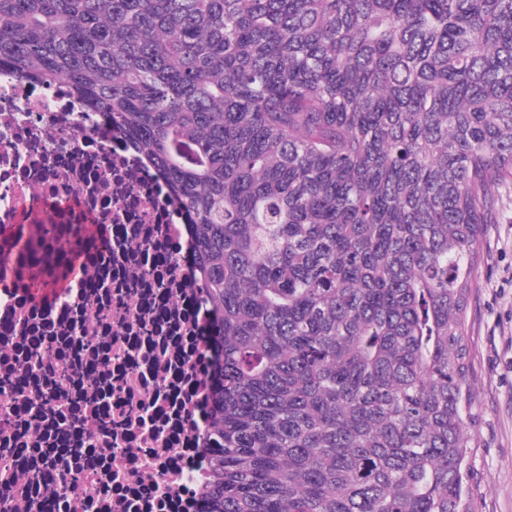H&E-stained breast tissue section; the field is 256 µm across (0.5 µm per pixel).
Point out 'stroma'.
I'll return each mask as SVG.
<instances>
[{
  "instance_id": "35a3bbf8",
  "label": "stroma",
  "mask_w": 512,
  "mask_h": 512,
  "mask_svg": "<svg viewBox=\"0 0 512 512\" xmlns=\"http://www.w3.org/2000/svg\"><path fill=\"white\" fill-rule=\"evenodd\" d=\"M485 225L468 302L476 512H512V189Z\"/></svg>"
}]
</instances>
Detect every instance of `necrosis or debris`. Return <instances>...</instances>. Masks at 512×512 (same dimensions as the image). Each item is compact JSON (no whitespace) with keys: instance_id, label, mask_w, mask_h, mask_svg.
<instances>
[{"instance_id":"obj_1","label":"necrosis or debris","mask_w":512,"mask_h":512,"mask_svg":"<svg viewBox=\"0 0 512 512\" xmlns=\"http://www.w3.org/2000/svg\"><path fill=\"white\" fill-rule=\"evenodd\" d=\"M124 140L82 117L63 80L0 71V512L200 508L210 317L196 242ZM48 288L49 307L29 304ZM39 341L52 361L32 358Z\"/></svg>"}]
</instances>
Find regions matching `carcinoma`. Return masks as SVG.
<instances>
[{"label": "carcinoma", "instance_id": "carcinoma-1", "mask_svg": "<svg viewBox=\"0 0 512 512\" xmlns=\"http://www.w3.org/2000/svg\"><path fill=\"white\" fill-rule=\"evenodd\" d=\"M166 179L211 314L203 512H475L468 299L512 0H0Z\"/></svg>", "mask_w": 512, "mask_h": 512}]
</instances>
